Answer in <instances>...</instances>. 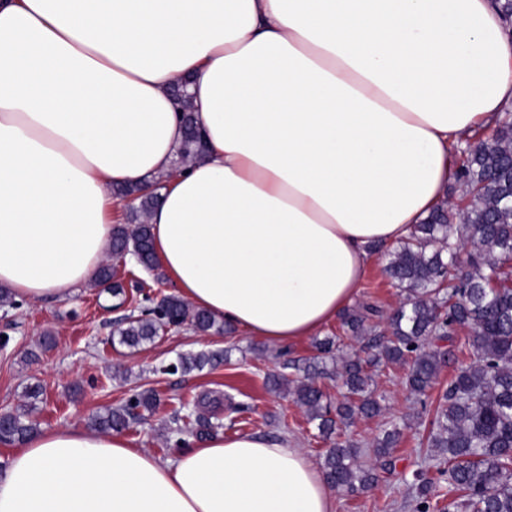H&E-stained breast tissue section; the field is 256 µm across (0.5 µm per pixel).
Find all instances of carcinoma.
I'll return each instance as SVG.
<instances>
[{
	"mask_svg": "<svg viewBox=\"0 0 512 512\" xmlns=\"http://www.w3.org/2000/svg\"><path fill=\"white\" fill-rule=\"evenodd\" d=\"M185 136L180 158L196 159L203 151L196 135L185 96H179ZM463 160L454 173L462 194L470 195L466 212L441 204L413 227L411 234L386 255L384 271L400 290L399 306L388 317L387 332L378 333L367 321L379 309L365 304L345 311L342 328L363 345L367 357L338 353L340 338L327 337L316 344L319 355L304 367V375H275L268 385L287 392L316 424L320 437L333 440L323 455L322 468L329 484L345 495H356L378 482L377 469L393 465L400 426L392 425L372 444L375 464L363 461L365 452L342 432L360 418H372L383 410L371 367L407 363L406 384L416 395L426 394L436 383L447 352L439 343L462 329L471 330L467 342L470 363L448 382V389L430 420L428 446L438 449L445 467L437 470L448 484V512H512V113L494 129V140L477 137L460 150ZM120 197L140 200V224L133 230L117 224L112 231V254L137 248L142 263L158 274L148 218L159 204L158 192L135 186L116 188ZM467 252L463 264L455 261ZM112 266L105 264L94 284L121 301L127 294L112 283ZM188 321L200 332L221 328L203 311L189 310L176 295H165L153 307L127 315L119 328V343L139 348L159 336L172 322ZM220 351L181 354L174 371L201 370L220 361ZM336 376L345 391L336 405L325 401L318 379ZM156 394L133 393L127 403L107 409L92 419L101 431H124L140 412H152ZM28 412L9 414L0 420V442L20 443L37 431ZM215 425L204 417L176 427L175 446L186 439L199 442L214 433ZM437 479L425 470L413 474L411 489L415 512H431Z\"/></svg>",
	"mask_w": 512,
	"mask_h": 512,
	"instance_id": "cac0c4a2",
	"label": "carcinoma"
}]
</instances>
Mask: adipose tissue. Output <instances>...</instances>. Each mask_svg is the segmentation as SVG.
Here are the masks:
<instances>
[{"mask_svg":"<svg viewBox=\"0 0 512 512\" xmlns=\"http://www.w3.org/2000/svg\"><path fill=\"white\" fill-rule=\"evenodd\" d=\"M186 84L203 154L178 157ZM512 110L491 0H0V286L68 299L107 260L118 185L182 299L291 344L375 248L447 198L453 147ZM0 512H335L300 449L214 434L163 461L124 435L34 434Z\"/></svg>","mask_w":512,"mask_h":512,"instance_id":"obj_1","label":"adipose tissue"}]
</instances>
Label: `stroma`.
<instances>
[{"label":"stroma","instance_id":"35a3bbf8","mask_svg":"<svg viewBox=\"0 0 512 512\" xmlns=\"http://www.w3.org/2000/svg\"><path fill=\"white\" fill-rule=\"evenodd\" d=\"M384 264L383 250H375L354 305L372 304L386 313L397 306L399 291L384 277ZM125 315L117 298L87 284L64 302L26 300L17 308L0 306V336L9 339L0 350V412L27 406V388L38 384L44 394L35 403L32 418L40 429L86 427L97 412L121 406L133 392L150 390L158 398L156 408L145 419L131 422L125 435L167 460L177 454L169 440L173 417L186 416L187 404L201 393L216 390L233 401L232 407L217 410L232 432L285 441L321 463L327 443L319 438L315 424L309 423L304 408L291 396L269 392L265 380L280 371L283 359L312 358L315 340L341 334L340 320L286 348L233 331L203 334L186 323L135 350L112 340ZM468 335L463 329L445 342L448 361L424 402H417L408 390L406 366L378 371L376 387L385 397L386 408L380 416L357 420L346 436L367 448L391 424L407 422L394 450L396 469L380 473L368 492L336 493V512H415L407 480L414 470L431 471L437 464L436 451L427 443L429 421L449 380L468 362ZM225 349L229 359L216 366L185 374L162 370L179 355Z\"/></svg>","mask_w":512,"mask_h":512}]
</instances>
